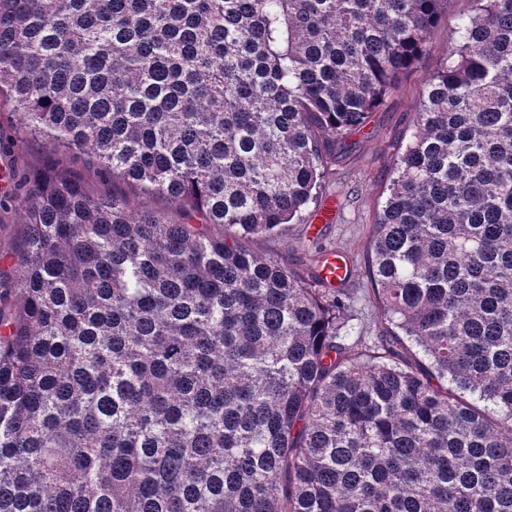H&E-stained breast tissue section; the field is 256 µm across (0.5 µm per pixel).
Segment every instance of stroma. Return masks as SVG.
Listing matches in <instances>:
<instances>
[{"instance_id": "obj_1", "label": "stroma", "mask_w": 512, "mask_h": 512, "mask_svg": "<svg viewBox=\"0 0 512 512\" xmlns=\"http://www.w3.org/2000/svg\"><path fill=\"white\" fill-rule=\"evenodd\" d=\"M471 8V0H448L442 20L430 32V52L425 61L406 74L399 88L373 112L367 126L348 138L347 149L337 153L322 191L323 197L337 202L335 219L316 224L320 207L314 203L300 221L290 224L287 236L256 238L250 243L257 254L284 255L292 263L305 260L316 240L326 248L345 253L353 269L345 285L355 298L353 324L372 335L384 327L368 271L372 226L387 195L397 149L415 119L422 88L443 58L452 30ZM16 220L11 212L0 215V288L12 287L18 276Z\"/></svg>"}]
</instances>
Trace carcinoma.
Wrapping results in <instances>:
<instances>
[{
  "label": "carcinoma",
  "mask_w": 512,
  "mask_h": 512,
  "mask_svg": "<svg viewBox=\"0 0 512 512\" xmlns=\"http://www.w3.org/2000/svg\"><path fill=\"white\" fill-rule=\"evenodd\" d=\"M370 241L391 329L253 252L447 0H0L21 226L0 512H512V0H473ZM78 156L94 190L64 172ZM19 164L30 168L38 167L46 163L48 153L38 142L22 144L18 154L15 155Z\"/></svg>",
  "instance_id": "1"
}]
</instances>
